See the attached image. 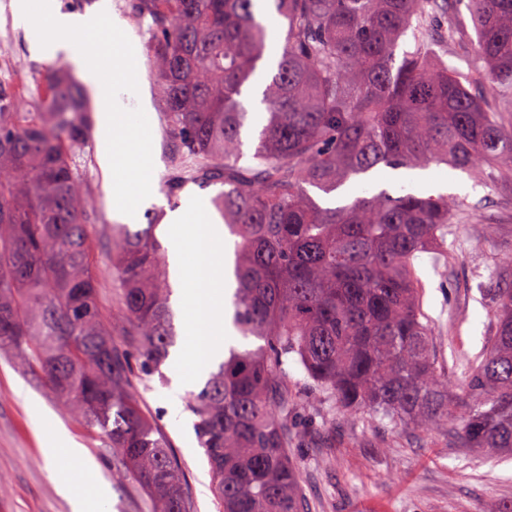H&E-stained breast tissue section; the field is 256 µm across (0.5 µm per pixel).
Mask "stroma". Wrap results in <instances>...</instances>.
<instances>
[{"mask_svg":"<svg viewBox=\"0 0 512 512\" xmlns=\"http://www.w3.org/2000/svg\"><path fill=\"white\" fill-rule=\"evenodd\" d=\"M449 15L459 37L446 44L449 64L463 84L496 107L495 94L482 79L473 50L474 33L465 0H453ZM159 164L152 173V210L172 212L191 196L211 197L213 188L185 180L174 194L165 185L171 172V146L154 142ZM422 191L438 195L443 185L461 179L457 193L463 221L446 238L442 256L421 254L414 262L424 288V310L433 341L456 385L472 360L489 343L494 330L488 297L495 276L512 266V190L477 181L468 172L444 164L427 167ZM84 179L96 213L93 262L100 306L106 319L122 316L109 269L112 201L103 188L98 156H90ZM169 365L137 380L144 410L167 438L187 480L196 512H218L211 476L193 417L183 402L169 403ZM302 429L288 453L299 469L308 512H486L494 503L512 502V459L482 462L451 448L439 432H398L369 414L350 417L320 402L299 410ZM64 428L97 466V477L111 493L110 512H147L145 499L131 484L112 479V449L107 438L93 436L73 421L45 383L18 369L9 352H0V512H70L59 493V475L84 487L82 463L47 459L43 447L53 427Z\"/></svg>","mask_w":512,"mask_h":512,"instance_id":"stroma-1","label":"stroma"}]
</instances>
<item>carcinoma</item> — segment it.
<instances>
[{"instance_id": "1", "label": "carcinoma", "mask_w": 512, "mask_h": 512, "mask_svg": "<svg viewBox=\"0 0 512 512\" xmlns=\"http://www.w3.org/2000/svg\"><path fill=\"white\" fill-rule=\"evenodd\" d=\"M256 0H128L173 147L171 188L220 183L214 211L233 238L231 345L185 407L220 512H307L288 455V401L322 397L394 429L442 430L484 458L512 454V278L494 290L495 331L451 391L413 260L445 243L459 203L385 189L335 206L330 194L378 166L433 162L512 187V0H468L475 53L503 106L489 110L436 50L429 19L451 0H273L287 21L262 91L251 156L241 97L268 45ZM414 46L396 60L407 34ZM39 112L0 74V348L43 379L69 415L112 445V479L149 512H194L181 468L143 411L133 364L157 370L176 343L156 223L112 229L110 270L129 329L105 320L92 262L95 209L77 159L86 145L65 67L41 83ZM122 335V342L116 341ZM303 375V391L288 387Z\"/></svg>"}]
</instances>
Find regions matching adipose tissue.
I'll list each match as a JSON object with an SVG mask.
<instances>
[{
    "instance_id": "adipose-tissue-1",
    "label": "adipose tissue",
    "mask_w": 512,
    "mask_h": 512,
    "mask_svg": "<svg viewBox=\"0 0 512 512\" xmlns=\"http://www.w3.org/2000/svg\"><path fill=\"white\" fill-rule=\"evenodd\" d=\"M166 233L181 336L172 362L173 388L178 391L224 357L231 333L226 313L233 280L224 227L210 222L202 198H192L174 211Z\"/></svg>"
}]
</instances>
